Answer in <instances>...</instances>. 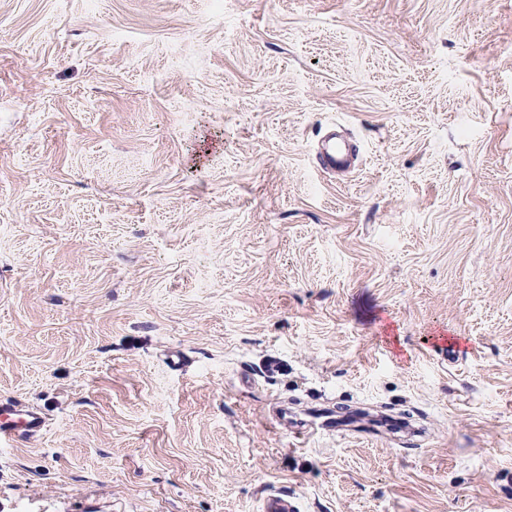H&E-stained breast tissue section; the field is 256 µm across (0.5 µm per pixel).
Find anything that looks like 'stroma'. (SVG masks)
Here are the masks:
<instances>
[{
    "mask_svg": "<svg viewBox=\"0 0 512 512\" xmlns=\"http://www.w3.org/2000/svg\"><path fill=\"white\" fill-rule=\"evenodd\" d=\"M9 398L0 512H512V0H0ZM333 137L328 135L322 142L326 144L324 151L316 154L317 167L324 173L332 174L349 164L350 149L346 146L336 145ZM49 427V417L40 408L14 400L0 402L1 445L11 447L42 434ZM262 512H299V507L288 493L275 491L264 498Z\"/></svg>",
    "mask_w": 512,
    "mask_h": 512,
    "instance_id": "stroma-1",
    "label": "stroma"
}]
</instances>
